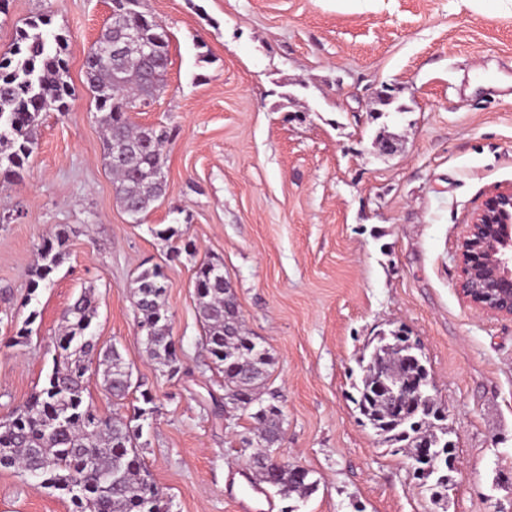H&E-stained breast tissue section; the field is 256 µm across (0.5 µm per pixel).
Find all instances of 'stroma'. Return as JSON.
Masks as SVG:
<instances>
[{
    "label": "stroma",
    "mask_w": 512,
    "mask_h": 512,
    "mask_svg": "<svg viewBox=\"0 0 512 512\" xmlns=\"http://www.w3.org/2000/svg\"><path fill=\"white\" fill-rule=\"evenodd\" d=\"M168 37L166 86L130 112L172 134L166 189L126 214L103 162L84 64L111 0H6L0 55L47 15L67 38V111L43 113L33 154L0 175V420L39 390L75 299L156 409L140 450L170 512H237L248 413L214 415L224 379L201 348L195 272L224 266L251 336L274 357L278 454L315 491L267 489L263 512H512V319L475 313L456 253L471 217L512 185V0H144ZM393 152H384L383 140ZM178 228L164 240L159 232ZM66 256L30 291L38 248ZM161 266L181 369L148 355L132 294ZM30 326L28 343L11 339ZM423 345L457 471L447 498L379 443L351 400L364 345ZM68 497L0 470V512H71Z\"/></svg>",
    "instance_id": "stroma-1"
}]
</instances>
